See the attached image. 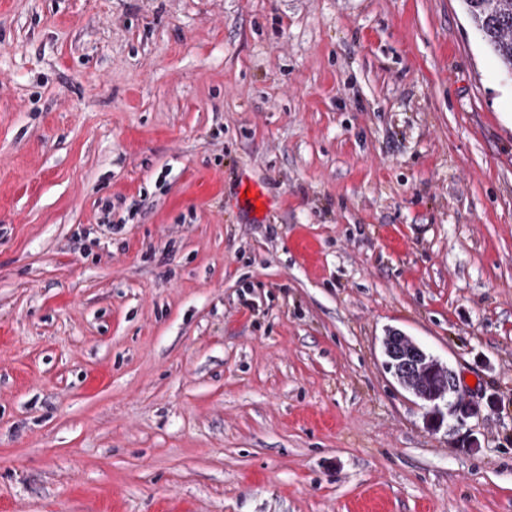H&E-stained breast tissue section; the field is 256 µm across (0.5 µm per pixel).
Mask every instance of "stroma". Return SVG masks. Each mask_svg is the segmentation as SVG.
<instances>
[{
  "label": "stroma",
  "instance_id": "stroma-1",
  "mask_svg": "<svg viewBox=\"0 0 512 512\" xmlns=\"http://www.w3.org/2000/svg\"><path fill=\"white\" fill-rule=\"evenodd\" d=\"M0 512H512V77L463 0H0ZM398 333L396 339L400 342L398 349H393L387 354L383 347V353L385 356V367L393 375V377L403 386L408 388L413 395L419 399L423 405L429 408L427 412L428 423L432 427H438L443 421L444 413L442 410V404L459 419L465 420L473 417L477 414V409L472 406L469 402L459 397L457 377L455 372L448 366L443 367L439 361L423 350L418 344H416L409 336H405L401 332ZM404 347L408 349H404ZM399 357H403L399 362H395ZM427 362L435 370H441L444 376L445 388L436 395L433 393L438 390L443 384V376L440 373L426 370L422 373L421 367H424V363ZM401 365V369H400ZM415 373L417 375L410 376L411 381L420 387L419 392L423 395L432 396L425 398L420 396L419 393L412 387L406 385L403 382V374ZM448 376L451 377V384L449 387ZM452 395H456L453 402L449 401Z\"/></svg>",
  "mask_w": 512,
  "mask_h": 512
}]
</instances>
